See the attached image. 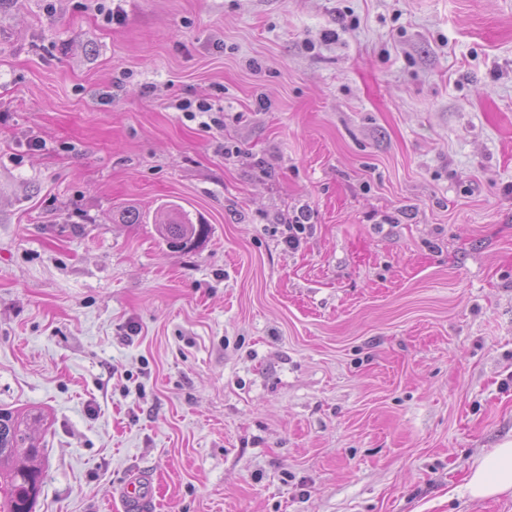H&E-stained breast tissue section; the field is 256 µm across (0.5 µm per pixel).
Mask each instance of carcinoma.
<instances>
[{
  "label": "carcinoma",
  "mask_w": 512,
  "mask_h": 512,
  "mask_svg": "<svg viewBox=\"0 0 512 512\" xmlns=\"http://www.w3.org/2000/svg\"><path fill=\"white\" fill-rule=\"evenodd\" d=\"M162 217L157 232L170 249L184 251L198 244L208 225L193 223L186 213L172 205L159 206ZM45 420L42 413L0 408V512H33L37 496L30 490L42 485V447L32 434V424ZM28 464L17 465L19 456Z\"/></svg>",
  "instance_id": "cac0c4a2"
}]
</instances>
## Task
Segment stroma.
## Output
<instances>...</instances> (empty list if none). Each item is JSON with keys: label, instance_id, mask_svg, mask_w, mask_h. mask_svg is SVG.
I'll list each match as a JSON object with an SVG mask.
<instances>
[{"label": "stroma", "instance_id": "obj_1", "mask_svg": "<svg viewBox=\"0 0 512 512\" xmlns=\"http://www.w3.org/2000/svg\"><path fill=\"white\" fill-rule=\"evenodd\" d=\"M0 408L35 512H512V0H0ZM177 108L182 111L186 112L187 115H189L192 119H195L197 117L204 118L206 117L209 119L210 122L206 120H201L199 122V125L203 128H211V123H216V119L210 116V112L213 111V106L210 103L207 102H197L194 104L191 100L185 99V100H179L177 103ZM159 211L162 220L157 224V232L169 249H191L208 233V225L193 224L185 212L172 205L162 204ZM42 413L0 408L1 512H33L42 485V447L32 434V424L44 421ZM20 455L29 464L17 465ZM35 486L38 492L30 496ZM466 489L473 499H487L512 494V440L477 458L467 477ZM119 499L124 512H147L153 502V481L145 474H131L123 482Z\"/></svg>", "mask_w": 512, "mask_h": 512}]
</instances>
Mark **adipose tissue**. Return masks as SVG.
Returning <instances> with one entry per match:
<instances>
[{
	"label": "adipose tissue",
	"mask_w": 512,
	"mask_h": 512,
	"mask_svg": "<svg viewBox=\"0 0 512 512\" xmlns=\"http://www.w3.org/2000/svg\"><path fill=\"white\" fill-rule=\"evenodd\" d=\"M466 489L471 498L479 500L512 494V440L503 441L473 462Z\"/></svg>",
	"instance_id": "obj_1"
}]
</instances>
